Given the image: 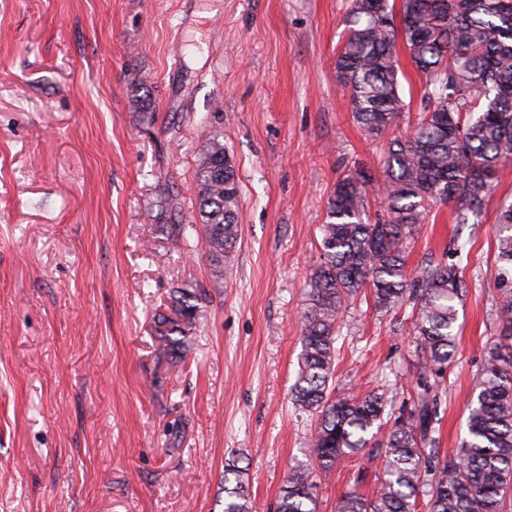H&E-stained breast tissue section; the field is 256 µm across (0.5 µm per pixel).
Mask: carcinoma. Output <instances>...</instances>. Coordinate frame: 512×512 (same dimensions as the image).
Returning a JSON list of instances; mask_svg holds the SVG:
<instances>
[{"mask_svg":"<svg viewBox=\"0 0 512 512\" xmlns=\"http://www.w3.org/2000/svg\"><path fill=\"white\" fill-rule=\"evenodd\" d=\"M346 35L336 73L349 88L354 118L371 137L389 132L409 111L400 89L397 34L425 75L424 106L408 136L390 139L384 158L381 213L367 206L373 179L340 180L321 225L320 262L310 276L302 315L294 404L316 418L306 460L281 487L275 512H319L322 482L347 456L367 448L385 458L372 495L343 494L334 512H506L512 493V363L498 346L482 362L467 410L466 437L440 457L438 387L457 355L456 301L464 293L458 244L449 260L411 274L407 254L434 203L455 202L457 223L479 217L499 167L512 162V0H348ZM221 134L207 145L196 180L198 216L214 260L238 240L239 186ZM497 226V303L512 335V203ZM374 311L411 306V336L433 382L420 383L411 406L384 421L395 401L384 389L334 396L343 312L364 291ZM192 294L174 290L168 312L154 316L156 340L177 359L192 328ZM223 512H250L239 467L224 466Z\"/></svg>","mask_w":512,"mask_h":512,"instance_id":"cac0c4a2","label":"carcinoma"}]
</instances>
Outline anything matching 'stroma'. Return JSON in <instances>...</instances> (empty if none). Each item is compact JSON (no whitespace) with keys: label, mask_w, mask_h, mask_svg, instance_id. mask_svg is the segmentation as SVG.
Segmentation results:
<instances>
[{"label":"stroma","mask_w":512,"mask_h":512,"mask_svg":"<svg viewBox=\"0 0 512 512\" xmlns=\"http://www.w3.org/2000/svg\"><path fill=\"white\" fill-rule=\"evenodd\" d=\"M347 0H0V512H222L235 460L252 512H274L315 419L293 405L307 282L337 182L381 181L387 138L356 123L335 61ZM179 53L171 67V53ZM411 132L426 78L398 42ZM224 134L240 235L214 262L197 232L161 229L160 193L198 221L196 171ZM512 201L500 167L479 222L435 204L409 251L417 272L470 253L458 356L443 383L439 446L466 404L497 314L494 224ZM197 296L182 358L159 354L155 309ZM409 310L368 294L344 313L337 394L422 377ZM382 458L346 459L320 490L332 512L372 494Z\"/></svg>","instance_id":"stroma-1"}]
</instances>
